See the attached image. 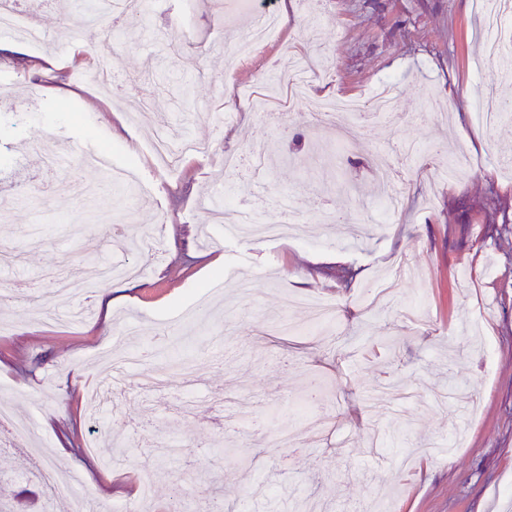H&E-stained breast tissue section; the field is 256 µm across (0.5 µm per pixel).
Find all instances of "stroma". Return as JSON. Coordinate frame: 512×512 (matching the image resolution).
<instances>
[{
    "label": "stroma",
    "mask_w": 512,
    "mask_h": 512,
    "mask_svg": "<svg viewBox=\"0 0 512 512\" xmlns=\"http://www.w3.org/2000/svg\"><path fill=\"white\" fill-rule=\"evenodd\" d=\"M67 2L35 0L46 43L0 60V252L18 257L0 263V321L13 325L0 335V409L32 421L39 467L64 476L55 512L76 492L98 512H171L177 484L192 512H294L304 499L364 512L374 496L390 512H512V119L477 120L496 65L475 0H253L246 13L236 0H165L139 33L113 24L112 42L61 35ZM264 11L278 12L279 33L238 53L229 31ZM302 55L318 64L307 103L263 123L249 94ZM44 58L66 67L77 97L45 93L33 68ZM155 70L192 83V109L151 81ZM387 82L390 119L350 116L342 147L321 130L319 101L367 100ZM426 92L439 111L424 112ZM166 135L206 151L163 172L147 148ZM264 141L279 151L266 168L225 173V154ZM406 142L431 148L425 170L401 165ZM95 149L134 164V195L72 192L74 181L99 187L86 162ZM49 150L69 168L23 195L20 159L37 170ZM375 160L398 170L396 213L383 212ZM448 162L450 180L439 175ZM490 190L506 223L485 221ZM214 202L265 223L289 206L307 222L298 239H244L213 220ZM325 210L341 223H320ZM94 257L140 272L99 281ZM404 260L390 303L365 310V291ZM340 267L356 278L337 280ZM50 268L86 280L81 319L68 320L71 304L51 288L41 302L59 320L32 317L25 297ZM113 285L126 297L107 309L97 295ZM296 296L332 300L334 322L306 328L302 308L284 307ZM162 336L197 362L196 380L133 390L154 369L144 361L90 412L109 352ZM111 436L122 461L104 456ZM28 464L0 439L12 512L42 507ZM213 481L222 494L207 493Z\"/></svg>",
    "instance_id": "1"
}]
</instances>
